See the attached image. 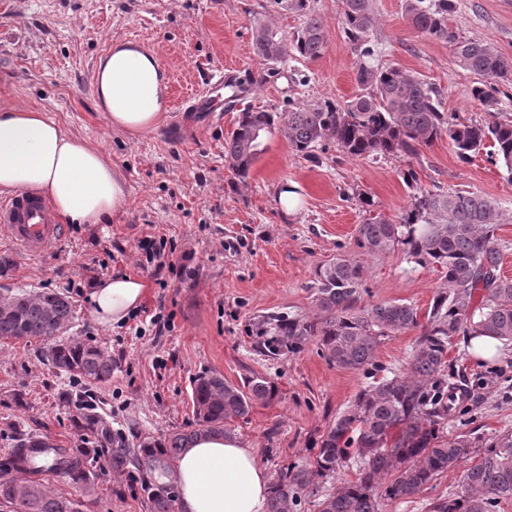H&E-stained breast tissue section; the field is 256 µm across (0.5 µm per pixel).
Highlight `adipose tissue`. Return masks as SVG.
Here are the masks:
<instances>
[{
  "instance_id": "1",
  "label": "adipose tissue",
  "mask_w": 512,
  "mask_h": 512,
  "mask_svg": "<svg viewBox=\"0 0 512 512\" xmlns=\"http://www.w3.org/2000/svg\"><path fill=\"white\" fill-rule=\"evenodd\" d=\"M99 101L113 129L143 133L166 109L168 79L158 60L116 44L102 63ZM34 190L69 224H105L127 202L125 184L104 154L41 111H0V193ZM142 280L115 275L87 295L101 325L122 321L142 300ZM183 512H265L269 479L255 449L233 437L191 442L172 466Z\"/></svg>"
}]
</instances>
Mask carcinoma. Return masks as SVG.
I'll list each match as a JSON object with an SVG mask.
<instances>
[{"label":"carcinoma","instance_id":"cac0c4a2","mask_svg":"<svg viewBox=\"0 0 512 512\" xmlns=\"http://www.w3.org/2000/svg\"><path fill=\"white\" fill-rule=\"evenodd\" d=\"M406 0V13L419 32L453 44L458 66L483 81L472 87L475 100L497 101L500 86L512 84V58L482 41L461 40L449 26L456 0ZM304 18L287 37L262 22L253 26L256 53L269 64L288 57L314 60L325 48L321 20L310 0H274ZM343 24L359 53L357 78L364 93L339 105L293 107L285 112L247 109L225 140L224 157L237 174L249 175L278 132L298 155L310 157L332 138L346 155L416 156L442 136L462 160L491 147L488 159L512 174V120L458 123L439 108L438 91L396 67L367 63L374 49L366 36L374 24L369 0H344ZM503 213L474 192L422 194L398 222L381 216L358 225L356 246L378 256L403 247L421 266L444 274L425 322L417 309L387 302L362 304L363 264L343 253L316 267L310 291L317 312L311 316L272 311L253 318L245 330L253 350L286 360L315 344L338 367L368 371L375 366L381 338L419 328L421 335L406 362V372L372 382L348 410L330 424L309 461L281 468L271 482L267 512H294L302 495H315L320 483L346 463L358 477L337 491L319 496L316 512H380L381 501L413 498L439 475L466 464L461 491L430 504L428 512H497L512 500V432L489 443L446 437L442 429L456 409L448 390V339L460 334L512 340V279L500 273L501 247L495 231ZM73 318L68 297L57 292L15 293L0 300V339L36 340L48 345L49 362L77 382L105 383L112 358L98 344L64 336ZM277 396L275 383L260 374L241 384L224 382L217 372L192 381L195 428L160 436L140 434L128 445L116 441L112 421L82 395L72 398L71 424L81 445L57 448L45 441L19 445L0 465V508L8 512H80L79 502L56 494L34 476L35 456L48 460L47 472L77 486H88L101 465L115 472L137 471L141 495L150 512H182L179 493L157 475L170 470L183 448L200 435L227 434L225 423L246 417L254 405ZM483 452H476L477 448Z\"/></svg>","mask_w":512,"mask_h":512}]
</instances>
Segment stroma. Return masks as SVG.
<instances>
[{"label": "stroma", "mask_w": 512, "mask_h": 512, "mask_svg": "<svg viewBox=\"0 0 512 512\" xmlns=\"http://www.w3.org/2000/svg\"><path fill=\"white\" fill-rule=\"evenodd\" d=\"M405 5L371 0L374 64L401 67L432 84L443 111L458 121L512 117V87L498 104L475 101L476 75L456 64L452 44L415 30ZM311 6L324 25L323 54L272 65L254 50L255 20L287 34L303 23L272 0H0V107L45 112L100 148L128 193L127 207L109 223L63 225L61 242L41 254L0 235V292L57 291L69 298L71 335L100 344L112 358L111 381L88 394L127 443L144 433L194 429L190 382L201 372H218L232 384L258 373L275 383L277 397L229 421L228 430L257 449L269 477L304 461L364 387L403 371L420 332L384 337L376 369L363 372L330 364L312 345L285 361L266 359L253 350L245 327L270 311L312 314L308 287L316 267L341 252L357 254L356 229L367 214L398 219L415 192L471 191L494 201L505 216L496 230L501 273L512 278V175L485 153L460 159L443 138L414 157H351L328 139L307 158L276 133L247 178L225 162L224 141L244 109L342 105L361 94L343 0H311ZM452 26L460 37L512 56V0H457ZM130 41L164 67L170 101L196 95L195 107L166 111L140 134L112 129L89 82L111 47ZM287 184L300 195L290 214L278 200ZM147 237L160 260L141 250ZM362 261L367 304L399 301L424 315L443 283L437 269L415 264L399 248ZM117 273L144 280L146 293L125 319L103 326L90 315L88 290L93 280ZM45 355L41 342L0 339V459L25 437L78 444L66 399L80 386ZM447 365L466 384L445 435L486 442L512 431V341L480 359L467 337H451ZM461 474L448 470L414 498L383 502L381 512H427L432 501L458 491ZM49 485L83 501V512H148L138 483L105 467L87 490L58 477Z\"/></svg>", "instance_id": "obj_1"}]
</instances>
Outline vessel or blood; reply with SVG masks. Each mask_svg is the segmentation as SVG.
Segmentation results:
<instances>
[{
  "label": "vessel or blood",
  "mask_w": 512,
  "mask_h": 512,
  "mask_svg": "<svg viewBox=\"0 0 512 512\" xmlns=\"http://www.w3.org/2000/svg\"><path fill=\"white\" fill-rule=\"evenodd\" d=\"M0 234L32 253L52 248L62 231L49 204L33 192L0 200Z\"/></svg>",
  "instance_id": "obj_1"
}]
</instances>
